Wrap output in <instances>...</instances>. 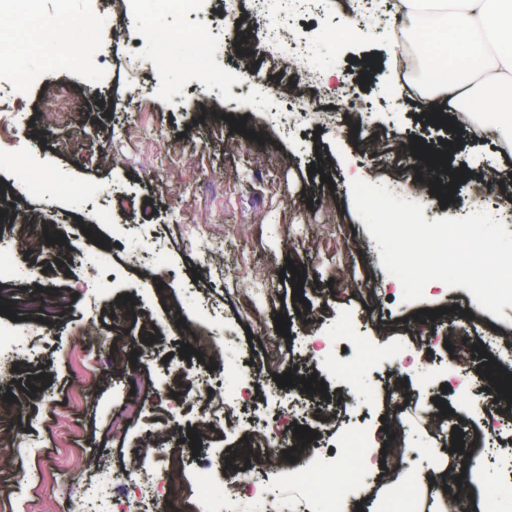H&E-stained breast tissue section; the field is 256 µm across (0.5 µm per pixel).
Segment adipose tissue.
I'll return each mask as SVG.
<instances>
[{"label":"adipose tissue","instance_id":"1","mask_svg":"<svg viewBox=\"0 0 512 512\" xmlns=\"http://www.w3.org/2000/svg\"><path fill=\"white\" fill-rule=\"evenodd\" d=\"M409 26L432 28L434 43L417 41L434 92L464 90L455 107L466 120L493 117L512 144V0H394Z\"/></svg>","mask_w":512,"mask_h":512}]
</instances>
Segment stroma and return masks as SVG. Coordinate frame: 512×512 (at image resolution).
I'll list each match as a JSON object with an SVG mask.
<instances>
[{"label":"stroma","mask_w":512,"mask_h":512,"mask_svg":"<svg viewBox=\"0 0 512 512\" xmlns=\"http://www.w3.org/2000/svg\"><path fill=\"white\" fill-rule=\"evenodd\" d=\"M265 9L284 29L301 34L299 51L324 63V78L312 95L321 104L347 101L366 129L399 141L426 137L440 148L451 143L450 169L465 168L450 204L419 195L427 220L467 216V201L481 192L494 212L504 186L512 182V150L481 127L428 126L422 116L424 61L415 59L404 77L393 74L388 47L404 27L388 0H371L369 37L337 39L339 18L319 0H265ZM44 24L33 28L21 61L26 83H17L12 63L0 64V193L9 200L0 213V238L22 242L16 263L23 274L15 293L66 289L73 295L55 323L37 322L20 305L0 324L18 332L13 358L0 361V407L11 406L14 445L0 461V495L17 512H73L82 484L106 486L95 507L150 488L127 482L124 471L144 476L164 460L146 453L159 434L181 456L185 484L216 485L225 495L260 486L270 507L292 494L289 474L308 482L339 477L348 508L364 512H410L413 498L425 512H444L436 477L464 468L469 512H484L488 492L512 508V422L508 421L471 353L453 361L444 346L450 330L465 326L512 343V306L503 317L481 308L462 287L429 282L422 300L407 302L402 286L384 268L379 248L353 204L354 171L364 181L396 189L389 169L377 168L359 152L347 125L317 126L312 117L289 110L293 88L276 71L270 48L253 36L254 5L245 0L238 21L246 43L226 40L221 0H202L197 16L158 11L150 25L122 16L104 0H40ZM167 49L165 68L152 59ZM256 72L247 91L233 90L240 65ZM369 83H362V75ZM65 87L79 101L69 125L40 120L43 90ZM245 121L231 131L229 118ZM126 142L123 157L99 158L109 136ZM322 175H309L311 164ZM124 211H112L114 194ZM47 231L36 248L24 243L33 230ZM64 235V244L53 238ZM105 246H97L96 237ZM304 270L303 299H292L290 279L280 278L286 260ZM132 295L122 305L121 295ZM308 304L309 319L298 317ZM266 312L256 325L251 308ZM437 318H429L428 310ZM289 318L281 339L283 370L317 375L327 387L329 421L300 415L303 395L278 387L267 363V333L276 314ZM152 319L153 337L140 335ZM206 329L213 353L238 362L256 379L238 399L234 423L223 422V367L207 369L197 357L179 355L191 343L190 329ZM119 340L124 363L102 365V344ZM405 349L412 369L389 357ZM153 373L157 385L145 394L136 377ZM47 385L31 391L39 374ZM397 377L411 403L403 414L410 450L406 483L387 482L379 470L383 421L391 414L386 384ZM210 389V405L197 402ZM13 403H6L5 395ZM141 415L121 435L112 416L132 402ZM455 414L464 440L481 435L473 465L424 429L437 402ZM218 424L199 452L185 438L202 412ZM315 430L316 461L305 456L260 460L238 471L232 455L252 429L270 437L291 435L294 423ZM358 432L374 436L370 450L354 447ZM109 449L104 469L94 465L98 449Z\"/></svg>","instance_id":"stroma-1"}]
</instances>
